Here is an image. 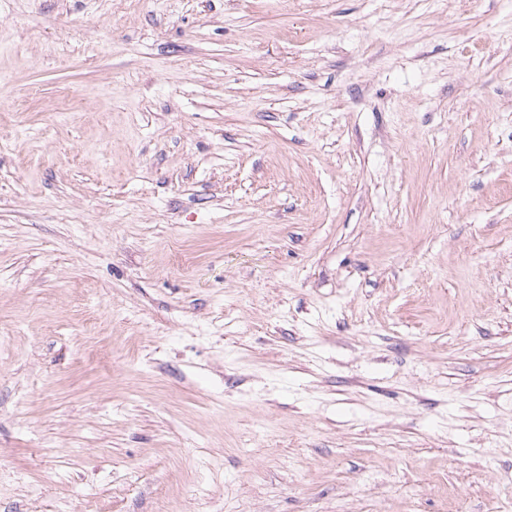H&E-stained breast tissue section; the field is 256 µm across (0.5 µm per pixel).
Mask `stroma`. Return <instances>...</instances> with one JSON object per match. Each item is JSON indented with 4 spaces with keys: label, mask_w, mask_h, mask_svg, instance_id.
Wrapping results in <instances>:
<instances>
[{
    "label": "stroma",
    "mask_w": 512,
    "mask_h": 512,
    "mask_svg": "<svg viewBox=\"0 0 512 512\" xmlns=\"http://www.w3.org/2000/svg\"><path fill=\"white\" fill-rule=\"evenodd\" d=\"M0 512H512V0H0Z\"/></svg>",
    "instance_id": "stroma-1"
}]
</instances>
